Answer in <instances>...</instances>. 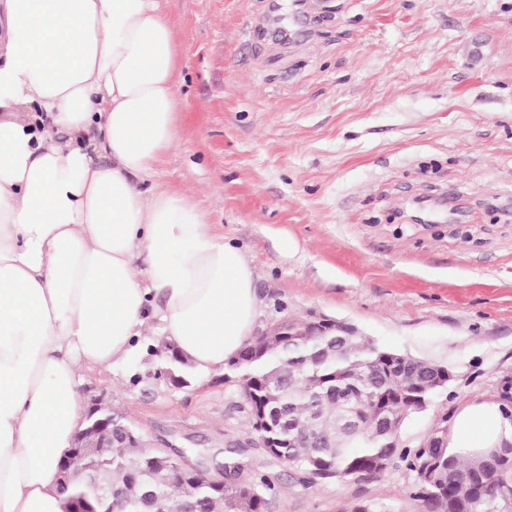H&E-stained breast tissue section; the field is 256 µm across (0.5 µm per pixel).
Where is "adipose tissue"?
<instances>
[{
    "label": "adipose tissue",
    "instance_id": "obj_1",
    "mask_svg": "<svg viewBox=\"0 0 512 512\" xmlns=\"http://www.w3.org/2000/svg\"><path fill=\"white\" fill-rule=\"evenodd\" d=\"M180 56L156 0H0V512H63L82 372L156 324L203 374L252 338L246 252L187 191L142 186L176 136ZM505 442L490 399L448 436L464 458Z\"/></svg>",
    "mask_w": 512,
    "mask_h": 512
}]
</instances>
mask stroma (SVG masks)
I'll use <instances>...</instances> for the list:
<instances>
[{
  "mask_svg": "<svg viewBox=\"0 0 512 512\" xmlns=\"http://www.w3.org/2000/svg\"><path fill=\"white\" fill-rule=\"evenodd\" d=\"M160 2L182 57L157 180L247 249L256 329L328 317L448 366L447 390L401 431L410 447L474 399L512 406V0H322L295 42L272 36L274 0ZM165 343L150 331L131 360L83 373V403L189 454L244 446L275 487L269 512H418L402 460L311 483L269 459L223 371L158 377Z\"/></svg>",
  "mask_w": 512,
  "mask_h": 512,
  "instance_id": "1",
  "label": "stroma"
}]
</instances>
